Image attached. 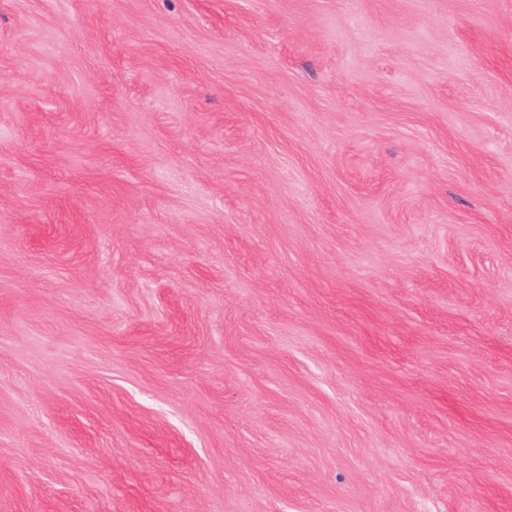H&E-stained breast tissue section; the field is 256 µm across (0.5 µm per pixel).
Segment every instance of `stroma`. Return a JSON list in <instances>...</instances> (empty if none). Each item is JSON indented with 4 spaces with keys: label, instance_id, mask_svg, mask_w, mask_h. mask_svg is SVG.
Returning a JSON list of instances; mask_svg holds the SVG:
<instances>
[{
    "label": "stroma",
    "instance_id": "1",
    "mask_svg": "<svg viewBox=\"0 0 512 512\" xmlns=\"http://www.w3.org/2000/svg\"><path fill=\"white\" fill-rule=\"evenodd\" d=\"M0 512H512V0H0Z\"/></svg>",
    "mask_w": 512,
    "mask_h": 512
}]
</instances>
